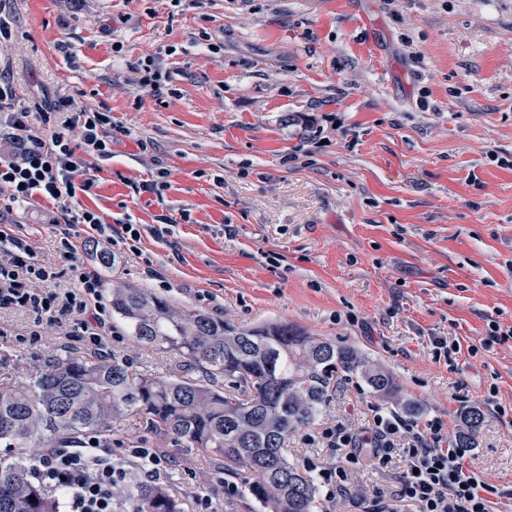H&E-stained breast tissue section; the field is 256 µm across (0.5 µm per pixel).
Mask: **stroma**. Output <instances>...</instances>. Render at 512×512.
<instances>
[{
    "label": "stroma",
    "instance_id": "35a3bbf8",
    "mask_svg": "<svg viewBox=\"0 0 512 512\" xmlns=\"http://www.w3.org/2000/svg\"><path fill=\"white\" fill-rule=\"evenodd\" d=\"M14 40L0 74L22 105L107 109L110 158L82 207L136 224L110 247L103 287L132 283L248 326L286 322L356 347L393 396L343 381L290 460L338 456L322 438L366 427L372 407L485 422L466 464L512 490V0H0ZM153 57L159 86L141 81ZM165 181L162 194L144 191ZM170 220L168 233L153 227ZM113 354L148 375H190L179 355L113 321ZM460 345L439 356L434 338ZM67 353L52 333L0 340V384ZM183 512H260L208 456L155 434ZM400 464L360 461L337 512H393Z\"/></svg>",
    "mask_w": 512,
    "mask_h": 512
}]
</instances>
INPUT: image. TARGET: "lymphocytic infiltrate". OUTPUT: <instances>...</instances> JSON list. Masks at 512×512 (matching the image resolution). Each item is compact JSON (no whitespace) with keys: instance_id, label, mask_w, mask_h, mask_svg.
I'll list each match as a JSON object with an SVG mask.
<instances>
[{"instance_id":"f902f5d3","label":"lymphocytic infiltrate","mask_w":512,"mask_h":512,"mask_svg":"<svg viewBox=\"0 0 512 512\" xmlns=\"http://www.w3.org/2000/svg\"><path fill=\"white\" fill-rule=\"evenodd\" d=\"M0 190L9 193L0 210V311L27 315L26 330L38 339L44 327L57 335L80 338L86 353H106L112 345V324L102 304L96 270L80 260L76 226H84L87 242L114 245L136 241L135 225L103 223L98 212L78 206L93 179H78L82 156L106 159L112 154V115L96 108L72 109L63 101L52 110L31 114L16 99L9 78L0 75ZM46 202L56 238L53 257L39 255L28 225L12 219L14 207ZM440 418H411L378 412L361 432L344 425L326 432L327 445L344 450L336 466L318 469L327 502L341 497L350 467L367 456L377 469L401 461V497L419 512H495L499 490L470 472L467 451L445 443ZM136 459L146 476L157 479L169 457L156 448H132L128 458L111 459L96 441L79 448H47L32 454L34 479L62 499L63 512H113L114 489L126 478L128 459Z\"/></svg>"}]
</instances>
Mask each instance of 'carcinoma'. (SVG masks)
I'll use <instances>...</instances> for the list:
<instances>
[{
    "mask_svg": "<svg viewBox=\"0 0 512 512\" xmlns=\"http://www.w3.org/2000/svg\"><path fill=\"white\" fill-rule=\"evenodd\" d=\"M110 300L137 342L179 355L199 376L146 375L115 356L68 355L27 383L0 387L5 447L73 448L95 436L105 448L114 436L147 430L220 460L262 512H317L315 478L288 460L286 438L315 422L338 375L362 378L378 397L395 391L393 376L354 346L284 322L236 326L128 283L112 287ZM463 419L455 442L471 448L484 414L472 406ZM126 487L133 512H182L137 472L127 474ZM56 502L23 456L0 458V512H61Z\"/></svg>",
    "mask_w": 512,
    "mask_h": 512,
    "instance_id": "1",
    "label": "carcinoma"
}]
</instances>
